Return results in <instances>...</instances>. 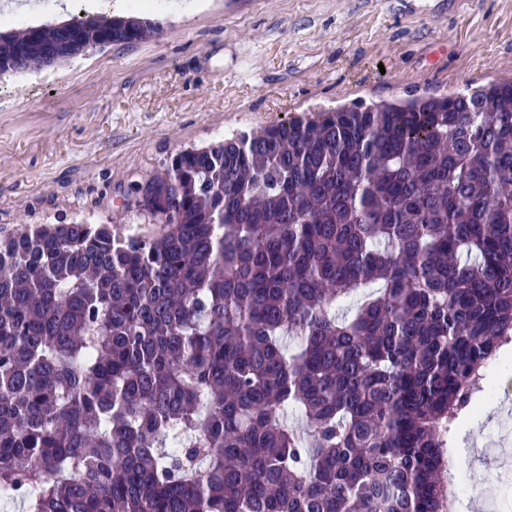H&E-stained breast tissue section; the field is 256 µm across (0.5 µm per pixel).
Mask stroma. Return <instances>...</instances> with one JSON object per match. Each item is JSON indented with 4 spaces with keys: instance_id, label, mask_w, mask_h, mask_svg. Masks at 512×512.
<instances>
[{
    "instance_id": "1",
    "label": "stroma",
    "mask_w": 512,
    "mask_h": 512,
    "mask_svg": "<svg viewBox=\"0 0 512 512\" xmlns=\"http://www.w3.org/2000/svg\"><path fill=\"white\" fill-rule=\"evenodd\" d=\"M134 0L49 5L133 15ZM160 35L0 76V233L76 217L153 224L139 190L173 157L314 108L512 80V0H154ZM512 395L475 393L454 437L457 512H512Z\"/></svg>"
}]
</instances>
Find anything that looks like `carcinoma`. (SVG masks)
Wrapping results in <instances>:
<instances>
[{
  "mask_svg": "<svg viewBox=\"0 0 512 512\" xmlns=\"http://www.w3.org/2000/svg\"><path fill=\"white\" fill-rule=\"evenodd\" d=\"M149 29L0 34V75ZM145 187L148 239L0 233V504L446 512L450 437L512 343V80L314 110Z\"/></svg>",
  "mask_w": 512,
  "mask_h": 512,
  "instance_id": "obj_1",
  "label": "carcinoma"
}]
</instances>
